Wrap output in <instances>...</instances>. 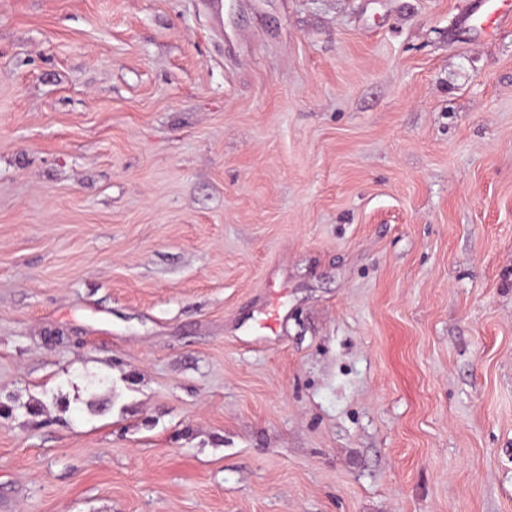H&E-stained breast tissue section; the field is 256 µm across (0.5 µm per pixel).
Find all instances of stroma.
<instances>
[{"label":"stroma","mask_w":512,"mask_h":512,"mask_svg":"<svg viewBox=\"0 0 512 512\" xmlns=\"http://www.w3.org/2000/svg\"><path fill=\"white\" fill-rule=\"evenodd\" d=\"M222 3L0 0V512H512V22Z\"/></svg>","instance_id":"1"}]
</instances>
